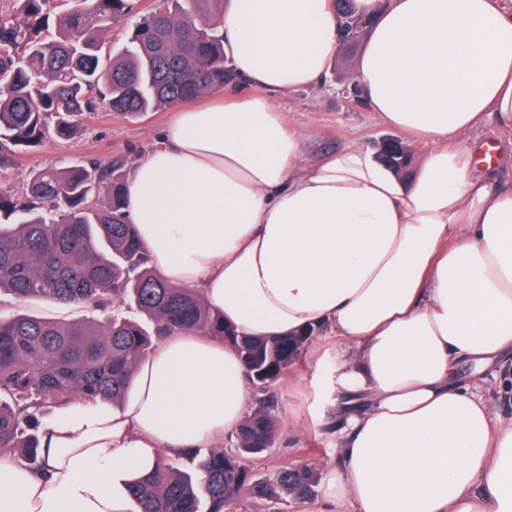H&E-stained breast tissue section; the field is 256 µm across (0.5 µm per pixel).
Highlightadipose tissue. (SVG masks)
<instances>
[{"mask_svg": "<svg viewBox=\"0 0 512 512\" xmlns=\"http://www.w3.org/2000/svg\"><path fill=\"white\" fill-rule=\"evenodd\" d=\"M351 7L374 20L354 65L365 103L427 147L411 179L355 144L305 161L274 98L321 83L333 0H225L252 91L177 106L126 179L127 211L159 275L239 330L327 328L316 347L344 403L320 512H512V185L470 138L491 119L512 128V7ZM489 368L493 404L474 392ZM248 401L233 347L164 336L122 408L55 412L46 476L0 454V512H139L130 486L159 454L223 444Z\"/></svg>", "mask_w": 512, "mask_h": 512, "instance_id": "ef3b65f1", "label": "adipose tissue"}]
</instances>
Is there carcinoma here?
<instances>
[{
    "mask_svg": "<svg viewBox=\"0 0 512 512\" xmlns=\"http://www.w3.org/2000/svg\"><path fill=\"white\" fill-rule=\"evenodd\" d=\"M0 13V170L47 139L68 140L101 100L138 118L192 101L235 77L224 56V0H155L120 51L102 63L103 35L133 0H15ZM123 163L35 169L25 192L0 187V293L100 310V319L0 316V452L45 469L41 431L58 406L118 409L140 360L166 334L214 336L238 350L252 391L233 448H187L190 470L167 457L134 482L140 512H237L255 501L311 496L317 473L284 466L271 480L253 466L280 432L272 389L322 333L256 338L224 322L189 288L156 273L123 202ZM135 308L139 317L126 315Z\"/></svg>",
    "mask_w": 512,
    "mask_h": 512,
    "instance_id": "obj_1",
    "label": "carcinoma"
}]
</instances>
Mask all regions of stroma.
I'll list each match as a JSON object with an SVG mask.
<instances>
[{"mask_svg": "<svg viewBox=\"0 0 512 512\" xmlns=\"http://www.w3.org/2000/svg\"><path fill=\"white\" fill-rule=\"evenodd\" d=\"M337 62H330L322 82L315 87L289 90L278 94L277 100L290 121L305 132L302 152L307 161L342 145L354 143L365 150L375 151L381 138L393 131L366 106H347L336 81ZM171 116L170 110L150 112L126 120L112 114L106 104H97L84 116V129L72 141H54L20 156L17 166L0 173V182L22 193L31 170L62 166L75 160L107 163L124 161L133 168L155 144L162 128ZM26 311L38 316L71 321L89 317V310L51 303L44 300L18 302L10 295L0 296V315ZM334 365L326 359L320 368L303 367V380L297 385L280 382L275 389L276 414L281 435L266 459L254 468L256 479L266 480L276 469L305 462L322 467L332 458L335 433L331 420L318 416L315 407L325 399L324 383Z\"/></svg>", "mask_w": 512, "mask_h": 512, "instance_id": "1", "label": "stroma"}]
</instances>
